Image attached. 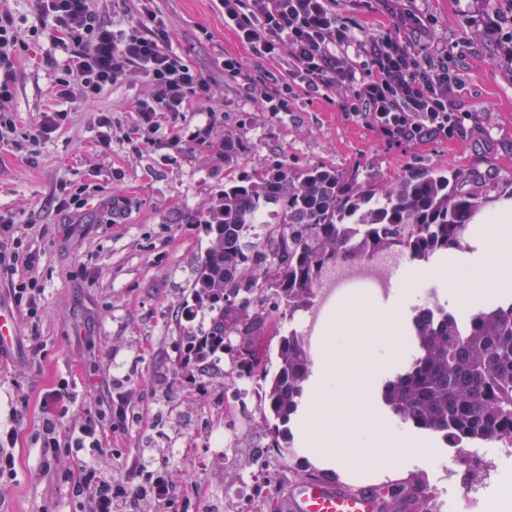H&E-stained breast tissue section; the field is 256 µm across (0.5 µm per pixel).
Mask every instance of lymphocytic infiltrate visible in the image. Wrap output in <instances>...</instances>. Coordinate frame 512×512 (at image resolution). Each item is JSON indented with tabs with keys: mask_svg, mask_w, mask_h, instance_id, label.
I'll return each mask as SVG.
<instances>
[{
	"mask_svg": "<svg viewBox=\"0 0 512 512\" xmlns=\"http://www.w3.org/2000/svg\"><path fill=\"white\" fill-rule=\"evenodd\" d=\"M376 2L391 16L394 34H359L338 17L335 0H218V5L225 24L256 55L292 59L278 88L263 83L249 88L252 101L269 111H287L297 86L309 92L336 90L343 94L340 107L346 118L367 121L386 143L463 136L471 115L458 104L462 83L452 65L453 48L435 47L432 18L404 8L402 0ZM32 4L52 41L69 51L54 82L58 98L89 102L130 77L146 79L151 92L137 103L135 136L156 133L157 113L176 118L193 103L211 99V82L172 50L171 31L154 9L140 7L117 30L95 11L92 0ZM465 16L478 42L497 46L500 66L512 71V0H480ZM23 48L11 11L0 8V150L22 152L33 164L68 114L45 111L37 123L22 129L3 119L15 98ZM39 260L24 245L13 215L0 213V288L29 318L41 306L42 290L34 277ZM72 400L64 380L43 394L44 419L35 442L41 472H50L60 455L71 458L70 480L82 498L81 512H158L159 502L174 498L171 470L150 466L157 454L153 448L138 449L130 463L138 478L133 493L113 484L111 470L91 455L106 434L101 415L85 416L70 438H62L57 426Z\"/></svg>",
	"mask_w": 512,
	"mask_h": 512,
	"instance_id": "lymphocytic-infiltrate-1",
	"label": "lymphocytic infiltrate"
}]
</instances>
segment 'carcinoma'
<instances>
[{"label": "carcinoma", "mask_w": 512, "mask_h": 512, "mask_svg": "<svg viewBox=\"0 0 512 512\" xmlns=\"http://www.w3.org/2000/svg\"><path fill=\"white\" fill-rule=\"evenodd\" d=\"M484 206L476 176L436 167L411 169L394 183L322 167L296 173L282 165L258 181L244 174L229 180L200 220L213 238L191 288L194 306L210 318L212 340L205 347L187 343L180 350L183 365L214 369L227 352L240 377L260 374L274 420L267 447L283 448L309 373L304 341L295 330L282 337L277 368L269 373L256 338L241 329L233 332L239 339L231 338L224 318L250 304L266 283L277 292L280 316L292 320L313 306L333 265L397 249L417 263L462 251ZM412 334L416 355L382 386L390 415L448 448L512 436V302L466 318L423 306Z\"/></svg>", "instance_id": "1"}]
</instances>
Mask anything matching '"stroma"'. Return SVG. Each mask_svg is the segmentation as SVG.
<instances>
[{
	"instance_id": "35a3bbf8",
	"label": "stroma",
	"mask_w": 512,
	"mask_h": 512,
	"mask_svg": "<svg viewBox=\"0 0 512 512\" xmlns=\"http://www.w3.org/2000/svg\"><path fill=\"white\" fill-rule=\"evenodd\" d=\"M151 6L172 30L173 50L211 79L216 90L214 100L198 103L179 120L157 113L158 137L181 128L185 141L176 149L160 150L143 140L132 146L122 139L138 121V100L149 93L142 80L111 87L85 104L56 100L52 85L66 53L47 33L32 34L37 20L30 0L8 2L29 45L11 119L24 128L50 108L68 111L69 117L43 144L36 164L0 156V212L13 214L25 245L39 251L44 287L37 325L18 320L12 349L0 355V429L15 430L17 459L16 478L0 484V512H79L67 483L68 458L44 476L34 447L43 417L41 397L62 379L74 394L73 420L104 408L108 392L129 396L126 420H113L103 448L95 453L111 467L114 484L133 485L127 461L163 429L173 447L185 451L172 470L176 488L199 482L223 492L236 474L222 457L205 455L199 446L206 410L223 426L237 429V444L249 457H261L267 431L261 379H253V394L241 407L234 400L238 378L229 360L191 384L175 352L183 336L207 328L203 317L190 321L185 316L194 269L211 240L198 219L232 172L258 179L278 161L297 171L319 166L392 181L410 167L438 165L477 173L489 206L508 199L512 75L495 65L496 47L478 45L454 61L464 83L462 108L478 116L480 130L453 140L389 145L365 121L345 118L336 92L298 90L286 112L252 102L248 86L274 85L290 61L255 55L225 24L216 0H152ZM415 6L435 19L438 45L470 40L464 0H416ZM336 11L371 34L394 30L391 18L365 0H338ZM226 56L240 61V74L224 73ZM211 109L220 118L209 131ZM102 113L112 119V149L106 154L97 143L96 119ZM227 135L236 145L229 167L209 145L211 138ZM91 176L104 186L103 194L90 196L78 212L53 207L60 183L76 187ZM114 198L127 201L119 224L109 221ZM35 331L44 349L37 362L31 355Z\"/></svg>"
}]
</instances>
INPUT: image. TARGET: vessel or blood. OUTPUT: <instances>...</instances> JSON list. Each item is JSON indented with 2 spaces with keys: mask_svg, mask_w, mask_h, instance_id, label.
Here are the masks:
<instances>
[{
  "mask_svg": "<svg viewBox=\"0 0 512 512\" xmlns=\"http://www.w3.org/2000/svg\"><path fill=\"white\" fill-rule=\"evenodd\" d=\"M16 315L0 306V352L12 347ZM424 499L420 489L411 487L394 495L388 486L351 488L321 476L295 483L281 503L282 512H419Z\"/></svg>",
  "mask_w": 512,
  "mask_h": 512,
  "instance_id": "b4317fda",
  "label": "vessel or blood"
}]
</instances>
